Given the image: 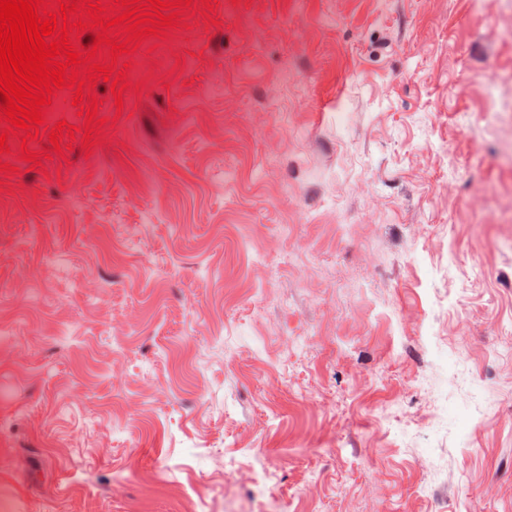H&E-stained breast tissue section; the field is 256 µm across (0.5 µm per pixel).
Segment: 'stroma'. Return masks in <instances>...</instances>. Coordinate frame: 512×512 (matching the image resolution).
I'll list each match as a JSON object with an SVG mask.
<instances>
[{
	"label": "stroma",
	"instance_id": "1",
	"mask_svg": "<svg viewBox=\"0 0 512 512\" xmlns=\"http://www.w3.org/2000/svg\"><path fill=\"white\" fill-rule=\"evenodd\" d=\"M188 24L8 141L0 512H512V0Z\"/></svg>",
	"mask_w": 512,
	"mask_h": 512
}]
</instances>
